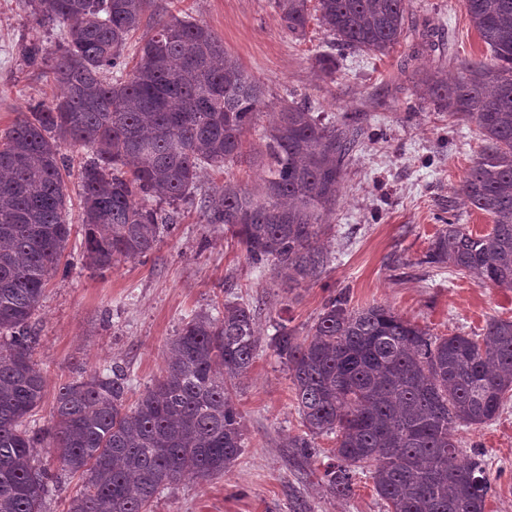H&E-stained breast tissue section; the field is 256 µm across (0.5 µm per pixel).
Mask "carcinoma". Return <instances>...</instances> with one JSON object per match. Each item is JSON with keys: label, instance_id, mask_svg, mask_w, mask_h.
<instances>
[{"label": "carcinoma", "instance_id": "1", "mask_svg": "<svg viewBox=\"0 0 512 512\" xmlns=\"http://www.w3.org/2000/svg\"><path fill=\"white\" fill-rule=\"evenodd\" d=\"M151 0H24L31 33L20 53L49 67L60 95L18 113L0 135V512H46L61 477L39 459L46 448L81 485L67 512H150L182 478L208 481L238 459L244 437L227 380L250 369L258 347L248 305L198 314L169 344L161 375L132 404L114 362L59 387L49 423L31 426L47 388L33 359L32 319L72 232L61 157L86 147L80 168L83 257L97 271L147 256L192 197L201 170L228 172L245 157L246 134L265 89L190 16L155 21L135 44ZM273 0L283 28L300 37L316 18L342 50L386 55L401 43L409 0ZM491 53L450 83L418 84L422 99L477 123L486 145L459 194L489 216L473 234L452 221L422 262L481 284L512 288V0H463ZM57 32L51 58L42 32ZM358 132L321 123L307 103L275 113L263 132L268 158L259 189L234 178L197 202L255 264L315 280L331 259L321 244ZM270 347L289 372L305 435L291 447L308 458L312 439L334 435L322 480L341 496L371 474L390 512H485V462L459 457L460 426L494 420L512 392V318L492 319L482 338L433 336L385 305L325 300L305 335L283 323Z\"/></svg>", "mask_w": 512, "mask_h": 512}]
</instances>
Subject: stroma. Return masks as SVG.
<instances>
[{
    "mask_svg": "<svg viewBox=\"0 0 512 512\" xmlns=\"http://www.w3.org/2000/svg\"><path fill=\"white\" fill-rule=\"evenodd\" d=\"M150 12L207 24L264 82L266 105L247 134L254 153L264 150L260 135L272 113L294 101L311 103L323 122L361 127L328 218L333 230L322 238L332 262L320 279L291 285L285 270L253 264L188 202L176 204L177 222L152 253L103 273L85 263L81 235L72 233L35 317V357L48 383L35 419L47 423L59 384L115 361L127 367L129 397L137 399L160 376L167 342L185 322L243 303L254 312L259 344L251 369L231 388L242 453L223 475L164 490L152 512H388L368 473L358 475L350 496L327 488L333 436L315 438L308 459L291 448L304 427L288 370L269 342L279 323L306 333L325 298L341 290L351 306H388L434 336H480L491 319L512 318V288L421 263L447 215L478 234L492 221L457 193L485 146L477 124L426 103L415 86L426 73L455 79L464 64L489 61L490 53L462 0H411L400 45L385 56L345 51L331 78L316 63L331 37L313 20L304 38H293L269 0H153ZM28 33L19 0H0V134L18 113L57 94L46 71L21 59L18 44ZM455 437L463 457L482 447L493 483L486 512H512V401L487 424L458 427Z\"/></svg>",
    "mask_w": 512,
    "mask_h": 512,
    "instance_id": "35a3bbf8",
    "label": "stroma"
}]
</instances>
